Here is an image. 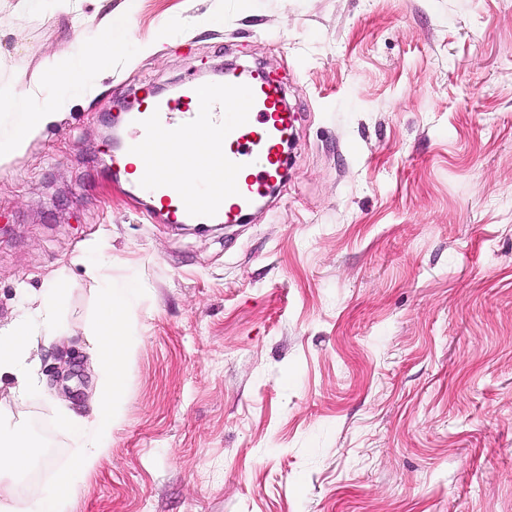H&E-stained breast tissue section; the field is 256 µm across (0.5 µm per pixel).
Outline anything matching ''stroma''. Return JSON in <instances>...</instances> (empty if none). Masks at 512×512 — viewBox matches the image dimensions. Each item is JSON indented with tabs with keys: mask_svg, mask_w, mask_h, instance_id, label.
Wrapping results in <instances>:
<instances>
[{
	"mask_svg": "<svg viewBox=\"0 0 512 512\" xmlns=\"http://www.w3.org/2000/svg\"><path fill=\"white\" fill-rule=\"evenodd\" d=\"M73 0L0 9V93L90 41ZM203 26L184 28L186 17ZM172 18L159 32L161 18ZM110 70L0 175V329L65 274L66 334L31 350L43 478L89 416L103 239L138 286L121 416L68 512H512V0H136ZM227 66L274 75L297 112L283 186L241 224L148 220L111 174L123 101ZM70 0H4L10 2V6L15 12L23 14H33L47 17L50 12L55 10H64L67 8Z\"/></svg>",
	"mask_w": 512,
	"mask_h": 512,
	"instance_id": "obj_1",
	"label": "stroma"
}]
</instances>
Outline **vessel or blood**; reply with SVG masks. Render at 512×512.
Listing matches in <instances>:
<instances>
[{"label": "vessel or blood", "instance_id": "vessel-or-blood-1", "mask_svg": "<svg viewBox=\"0 0 512 512\" xmlns=\"http://www.w3.org/2000/svg\"><path fill=\"white\" fill-rule=\"evenodd\" d=\"M241 75L231 68L212 80L204 107L196 106V86L189 83L172 96L147 92L126 101L116 117L126 132L125 152L150 160L157 171L171 162L173 139L206 136L217 144L207 189L189 193L159 174L140 181L170 223H239L281 177L285 138L296 116L285 106L275 78L266 75L246 84Z\"/></svg>", "mask_w": 512, "mask_h": 512}]
</instances>
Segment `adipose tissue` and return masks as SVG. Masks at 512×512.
I'll use <instances>...</instances> for the list:
<instances>
[{"label":"adipose tissue","instance_id":"ef3b65f1","mask_svg":"<svg viewBox=\"0 0 512 512\" xmlns=\"http://www.w3.org/2000/svg\"><path fill=\"white\" fill-rule=\"evenodd\" d=\"M113 48L111 27L99 23L96 38L83 45L79 52H64L44 60L45 84L65 86L68 95L74 99L85 96L92 75L111 67ZM20 98L28 99L29 104L22 121L0 137V163L23 151L32 136L58 110L53 97L40 96L34 90L21 88L10 96L0 97V111L11 109L15 100ZM214 151V144L208 140H187L180 145L176 161L164 169L163 174L172 180L185 179L205 166ZM92 249L101 255L100 260L87 267L88 276L99 284L101 291L100 307L91 329L92 345L100 365L101 401L92 418L67 414L59 417L60 426L74 431L81 452L75 466L59 473L56 492L34 501L29 512H66L64 489L75 486L94 468L98 457L108 448L112 426L121 414L116 401L125 386L124 362L130 345L128 320L135 286L130 282L113 280L110 274L112 261L104 254V244H93ZM64 291L63 277H56L45 289L40 307L22 313L11 330L0 331V380H12L17 391L25 392L34 387L27 367L34 332H42L49 339L63 332L54 304ZM29 444V434L25 429L0 418V481L13 477L28 465L31 460Z\"/></svg>","mask_w":512,"mask_h":512}]
</instances>
